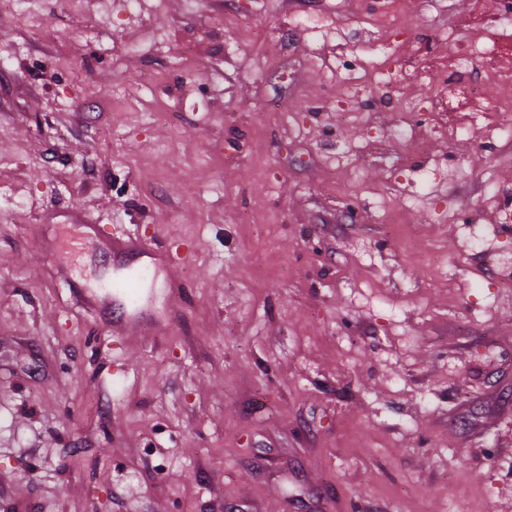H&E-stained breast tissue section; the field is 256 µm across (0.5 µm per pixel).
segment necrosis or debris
<instances>
[{"mask_svg": "<svg viewBox=\"0 0 512 512\" xmlns=\"http://www.w3.org/2000/svg\"><path fill=\"white\" fill-rule=\"evenodd\" d=\"M512 27L486 29L477 39L462 41L457 28L436 31L432 44L439 48L437 62L428 63L430 94L421 104L404 103L400 108L402 127L414 145H421L434 133L449 138H478L496 148L512 144V48L506 44ZM420 42H403L395 59L379 55L363 70L375 84L385 86L394 70H407L417 60ZM469 110L468 121L455 123L456 106Z\"/></svg>", "mask_w": 512, "mask_h": 512, "instance_id": "obj_1", "label": "necrosis or debris"}]
</instances>
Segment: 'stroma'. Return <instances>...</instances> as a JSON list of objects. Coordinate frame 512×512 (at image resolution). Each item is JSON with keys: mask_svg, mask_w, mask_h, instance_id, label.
Segmentation results:
<instances>
[{"mask_svg": "<svg viewBox=\"0 0 512 512\" xmlns=\"http://www.w3.org/2000/svg\"><path fill=\"white\" fill-rule=\"evenodd\" d=\"M399 41L346 0H0V512H512V151L415 153L418 66L338 97ZM121 234L160 275L117 331Z\"/></svg>", "mask_w": 512, "mask_h": 512, "instance_id": "stroma-1", "label": "stroma"}]
</instances>
